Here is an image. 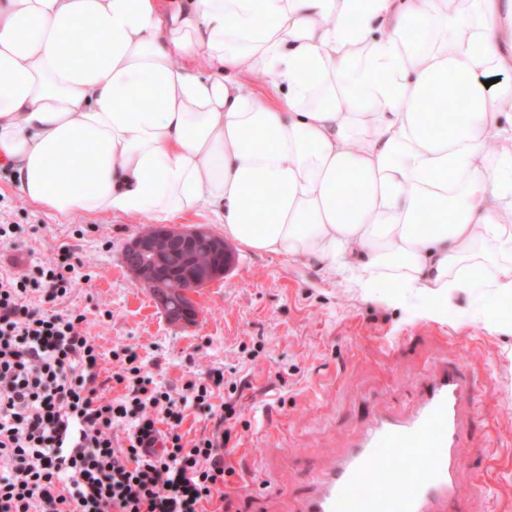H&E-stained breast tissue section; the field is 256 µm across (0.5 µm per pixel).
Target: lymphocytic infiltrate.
Wrapping results in <instances>:
<instances>
[{"label": "lymphocytic infiltrate", "instance_id": "lymphocytic-infiltrate-1", "mask_svg": "<svg viewBox=\"0 0 512 512\" xmlns=\"http://www.w3.org/2000/svg\"><path fill=\"white\" fill-rule=\"evenodd\" d=\"M80 264L66 248L36 276L0 274V512H207L233 473L236 405L221 404L219 429L199 439L185 440L180 427L223 377L174 396L132 348H117L112 378L126 392L104 397L102 355L83 314L55 308ZM118 426L127 447L112 439Z\"/></svg>", "mask_w": 512, "mask_h": 512}]
</instances>
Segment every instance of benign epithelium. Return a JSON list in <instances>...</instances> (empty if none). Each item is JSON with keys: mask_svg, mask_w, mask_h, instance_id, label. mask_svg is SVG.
Returning a JSON list of instances; mask_svg holds the SVG:
<instances>
[{"mask_svg": "<svg viewBox=\"0 0 512 512\" xmlns=\"http://www.w3.org/2000/svg\"><path fill=\"white\" fill-rule=\"evenodd\" d=\"M213 259L200 265L196 258ZM121 260L126 270L152 293L155 301L174 324H193L198 317L193 295L233 266V252L224 238L200 224L151 225L137 232L125 245ZM172 277L185 280V301L177 302L163 282Z\"/></svg>", "mask_w": 512, "mask_h": 512, "instance_id": "obj_1", "label": "benign epithelium"}]
</instances>
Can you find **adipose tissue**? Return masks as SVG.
I'll return each instance as SVG.
<instances>
[{
    "label": "adipose tissue",
    "instance_id": "ef3b65f1",
    "mask_svg": "<svg viewBox=\"0 0 512 512\" xmlns=\"http://www.w3.org/2000/svg\"><path fill=\"white\" fill-rule=\"evenodd\" d=\"M508 112L512 0H0V165L31 205L204 213L434 316L478 286L492 329L512 300ZM480 229L502 260L477 284Z\"/></svg>",
    "mask_w": 512,
    "mask_h": 512
}]
</instances>
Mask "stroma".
<instances>
[{"label":"stroma","instance_id":"obj_1","mask_svg":"<svg viewBox=\"0 0 512 512\" xmlns=\"http://www.w3.org/2000/svg\"><path fill=\"white\" fill-rule=\"evenodd\" d=\"M144 221L61 218L29 205L0 174V222L15 239L0 243V272L32 274L69 247L82 266L60 308L84 315L105 364L112 349L133 347L143 369L173 392L223 372L226 385L212 402L234 396L239 412L224 512H295L316 473L373 414L410 413L419 380L455 361L475 385L460 471L471 494L452 512H512V330L475 319L479 289L434 317L425 297L394 301L397 286L367 300L348 274L237 246L231 270L196 295L197 324L181 326L121 262Z\"/></svg>","mask_w":512,"mask_h":512}]
</instances>
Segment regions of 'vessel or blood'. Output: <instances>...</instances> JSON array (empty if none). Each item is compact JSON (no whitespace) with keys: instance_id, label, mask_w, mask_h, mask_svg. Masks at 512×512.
I'll return each instance as SVG.
<instances>
[{"instance_id":"1","label":"vessel or blood","mask_w":512,"mask_h":512,"mask_svg":"<svg viewBox=\"0 0 512 512\" xmlns=\"http://www.w3.org/2000/svg\"><path fill=\"white\" fill-rule=\"evenodd\" d=\"M420 405L407 417L380 414L300 501L298 512H449L467 498L459 478L462 414L474 390L452 364L418 384ZM361 483L369 494L352 497Z\"/></svg>"}]
</instances>
